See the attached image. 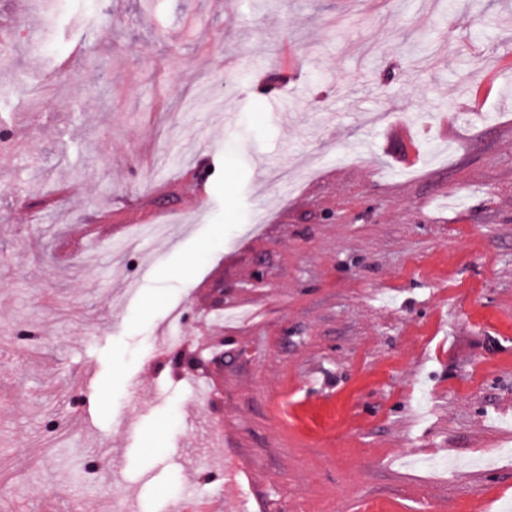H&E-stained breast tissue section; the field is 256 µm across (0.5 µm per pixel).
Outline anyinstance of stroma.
Segmentation results:
<instances>
[{
    "label": "stroma",
    "instance_id": "1",
    "mask_svg": "<svg viewBox=\"0 0 512 512\" xmlns=\"http://www.w3.org/2000/svg\"><path fill=\"white\" fill-rule=\"evenodd\" d=\"M511 29L0 0V512H512ZM240 469L238 465L229 461L228 458L224 460V497H217L208 500L205 508H197L195 502H182L175 506V512H245L240 508L239 500L236 492L238 484V476Z\"/></svg>",
    "mask_w": 512,
    "mask_h": 512
}]
</instances>
